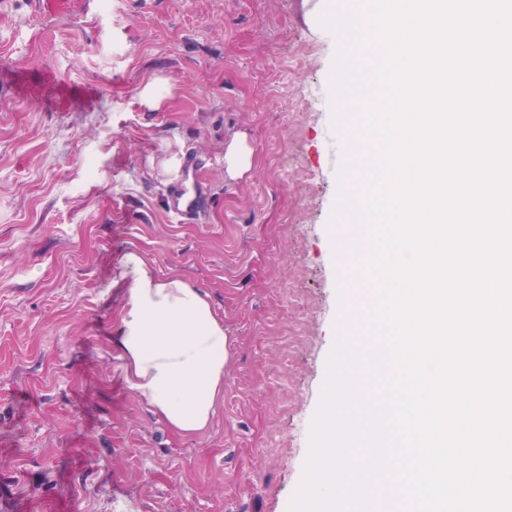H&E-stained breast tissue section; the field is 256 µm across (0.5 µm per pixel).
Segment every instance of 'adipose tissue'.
Segmentation results:
<instances>
[{
  "label": "adipose tissue",
  "instance_id": "obj_1",
  "mask_svg": "<svg viewBox=\"0 0 512 512\" xmlns=\"http://www.w3.org/2000/svg\"><path fill=\"white\" fill-rule=\"evenodd\" d=\"M116 343L138 400L178 437L209 427L224 401L234 340L208 294L178 275L158 277L139 250L124 258Z\"/></svg>",
  "mask_w": 512,
  "mask_h": 512
}]
</instances>
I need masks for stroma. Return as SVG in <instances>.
<instances>
[{"instance_id": "35a3bbf8", "label": "stroma", "mask_w": 512, "mask_h": 512, "mask_svg": "<svg viewBox=\"0 0 512 512\" xmlns=\"http://www.w3.org/2000/svg\"><path fill=\"white\" fill-rule=\"evenodd\" d=\"M326 3L0 0V512H288L339 310ZM237 135L253 167L233 179ZM171 151L198 219L168 211ZM132 249L206 291L235 340L204 436L122 378ZM226 171L231 177L243 176L253 165V154L245 141L240 138L232 139L224 153Z\"/></svg>"}]
</instances>
